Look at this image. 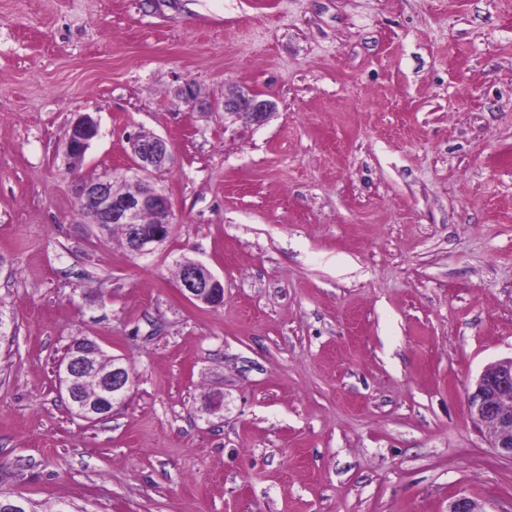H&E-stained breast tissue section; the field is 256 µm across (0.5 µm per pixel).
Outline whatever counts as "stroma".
Segmentation results:
<instances>
[{
  "instance_id": "stroma-1",
  "label": "stroma",
  "mask_w": 512,
  "mask_h": 512,
  "mask_svg": "<svg viewBox=\"0 0 512 512\" xmlns=\"http://www.w3.org/2000/svg\"><path fill=\"white\" fill-rule=\"evenodd\" d=\"M228 83L274 113L203 109ZM137 130L172 153L145 256L73 195L135 184ZM0 308V492L45 512H512L467 408L512 355V0H0ZM77 337L136 378L93 423ZM99 126L89 114H79L70 124L66 140V153L70 158L85 156L92 141L98 136ZM180 285L189 298L208 307H217L224 300V285L203 264L193 261L180 267Z\"/></svg>"
}]
</instances>
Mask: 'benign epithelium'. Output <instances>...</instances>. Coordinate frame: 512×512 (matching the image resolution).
Here are the masks:
<instances>
[{
	"label": "benign epithelium",
	"mask_w": 512,
	"mask_h": 512,
	"mask_svg": "<svg viewBox=\"0 0 512 512\" xmlns=\"http://www.w3.org/2000/svg\"><path fill=\"white\" fill-rule=\"evenodd\" d=\"M220 109L229 115L244 114L261 125L275 110V103L235 88L224 91ZM98 133L95 118L89 114L78 115L69 127L67 155L71 158L85 155ZM127 141L137 172L150 175L169 165L171 153L163 138L135 131L127 136ZM75 205L88 224L124 227L131 252L139 256L152 253L165 239L172 224L169 197L143 179L139 189L117 196L112 190V176L103 175L77 188ZM147 214L152 218L149 224L143 221ZM179 278L181 290L188 298L208 307L223 303V283L203 264L189 261L181 265ZM78 376L96 378L99 387L97 407L79 405L80 416L88 421L98 418L100 410L125 397L134 386L132 372L118 359L112 364V370L102 374L93 371L78 357L64 362L61 383L70 398L74 395L71 381ZM468 408L474 422L489 430L490 447L499 457L512 461V356L488 365L476 378L469 390ZM448 512L486 510L475 500L457 495L450 500Z\"/></svg>",
	"instance_id": "obj_1"
}]
</instances>
